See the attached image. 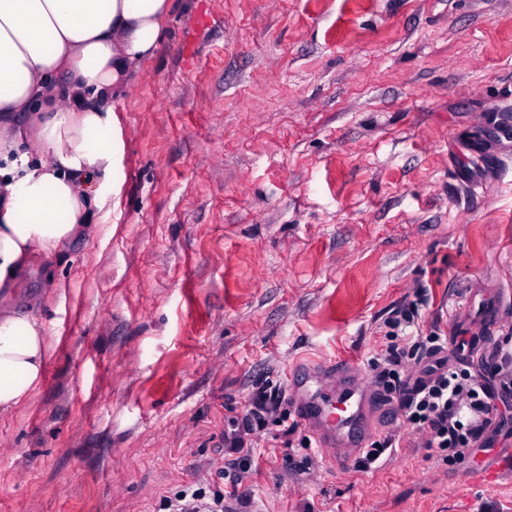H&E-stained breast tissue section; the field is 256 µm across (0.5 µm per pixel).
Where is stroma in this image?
Here are the masks:
<instances>
[{
	"label": "stroma",
	"mask_w": 512,
	"mask_h": 512,
	"mask_svg": "<svg viewBox=\"0 0 512 512\" xmlns=\"http://www.w3.org/2000/svg\"><path fill=\"white\" fill-rule=\"evenodd\" d=\"M512 100V0H181L154 59L112 99L119 188L104 229L25 273L16 307L57 343L0 417V512H164L218 479L256 387L370 359L417 296L428 326L512 335V169L473 191L449 163ZM499 316L477 321L472 296ZM381 469L315 448L283 470L269 418L233 512H512V473L444 465L389 417Z\"/></svg>",
	"instance_id": "obj_1"
}]
</instances>
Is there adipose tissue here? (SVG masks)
Masks as SVG:
<instances>
[{"label": "adipose tissue", "mask_w": 512, "mask_h": 512, "mask_svg": "<svg viewBox=\"0 0 512 512\" xmlns=\"http://www.w3.org/2000/svg\"><path fill=\"white\" fill-rule=\"evenodd\" d=\"M176 0H0V416L54 351L10 297L37 259L88 237L113 188L108 102L155 56Z\"/></svg>", "instance_id": "obj_1"}]
</instances>
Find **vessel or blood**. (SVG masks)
Instances as JSON below:
<instances>
[{
	"label": "vessel or blood",
	"mask_w": 512,
	"mask_h": 512,
	"mask_svg": "<svg viewBox=\"0 0 512 512\" xmlns=\"http://www.w3.org/2000/svg\"><path fill=\"white\" fill-rule=\"evenodd\" d=\"M510 139L512 118L502 115L491 123L485 139L458 143L452 168L455 181L473 189L487 176L502 172L506 163L503 143ZM290 392L296 411L319 445L333 449L340 458L353 456L366 446L386 409L383 393L360 383L341 364L326 371L294 369Z\"/></svg>",
	"instance_id": "obj_1"
}]
</instances>
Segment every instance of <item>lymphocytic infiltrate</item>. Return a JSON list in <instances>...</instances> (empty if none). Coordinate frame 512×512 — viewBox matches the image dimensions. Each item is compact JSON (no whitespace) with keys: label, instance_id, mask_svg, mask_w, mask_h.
Instances as JSON below:
<instances>
[{"label":"lymphocytic infiltrate","instance_id":"obj_1","mask_svg":"<svg viewBox=\"0 0 512 512\" xmlns=\"http://www.w3.org/2000/svg\"><path fill=\"white\" fill-rule=\"evenodd\" d=\"M419 307L410 304L387 320L390 329L385 349L371 364L387 402L413 432L424 435L425 448L434 450L446 465H454L474 451H487L492 431L502 430L494 418L499 394L512 392V348L495 346L492 377L476 375L448 354V342L437 331L421 332ZM419 373H412V366ZM278 392L259 388L250 409L225 443L232 453L223 475L229 487L220 490L197 481L167 497L168 512H224L225 503L237 498L257 454L251 438L271 414L278 413Z\"/></svg>","mask_w":512,"mask_h":512}]
</instances>
